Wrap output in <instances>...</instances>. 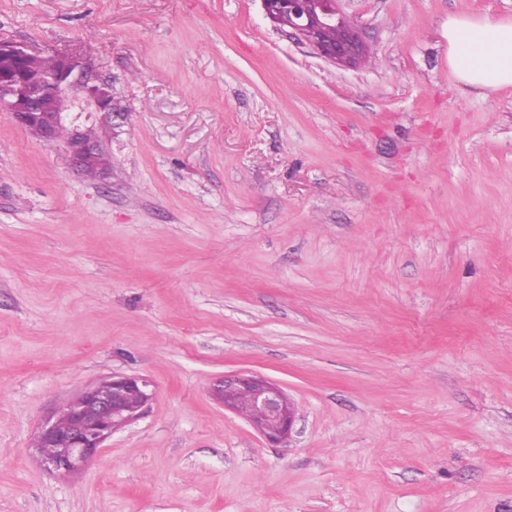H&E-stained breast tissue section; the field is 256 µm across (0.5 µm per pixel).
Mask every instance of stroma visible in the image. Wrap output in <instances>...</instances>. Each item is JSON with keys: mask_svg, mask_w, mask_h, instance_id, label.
Instances as JSON below:
<instances>
[{"mask_svg": "<svg viewBox=\"0 0 512 512\" xmlns=\"http://www.w3.org/2000/svg\"><path fill=\"white\" fill-rule=\"evenodd\" d=\"M341 66L261 0H0V41L90 51L111 167L0 107V512H512V87L448 72V19L340 0ZM295 403L273 444L213 395ZM154 398L80 472L35 447L85 387ZM66 144L68 162L72 168L81 174L84 173L86 168L96 163L100 151L99 144L87 139L83 131L77 128L70 130ZM109 163V159L102 151L97 163L85 172V176L93 179L97 178L100 170L108 169ZM242 390L249 391L260 412L247 417L254 427L273 444L286 439L295 421L294 403L277 385L247 373L224 377L214 389L216 398L225 408L235 410V395Z\"/></svg>", "mask_w": 512, "mask_h": 512, "instance_id": "stroma-1", "label": "stroma"}]
</instances>
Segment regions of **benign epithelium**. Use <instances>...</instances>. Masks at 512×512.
<instances>
[{"mask_svg":"<svg viewBox=\"0 0 512 512\" xmlns=\"http://www.w3.org/2000/svg\"><path fill=\"white\" fill-rule=\"evenodd\" d=\"M339 0H262L267 17L279 29L309 45L316 54L334 64L355 65L365 57L366 48L356 26L338 8ZM337 30L334 40L325 38L327 30ZM29 51L25 46L0 41V106L9 110L15 122L25 129L36 128L39 138L56 141L63 126L62 114L69 94L78 92L97 109H112V91L81 54L56 53L58 71L32 78L20 72ZM67 158L70 166L82 173L96 163L99 144L78 129L70 130ZM249 391L259 409L248 420L271 443L286 439L295 421L294 403L277 385L247 373L219 381L214 389L224 407L234 408L235 395ZM154 396L152 384L143 377L114 375L84 388L77 400L79 409L73 427L63 429L56 420L40 427L37 451L46 468L59 474H74L83 469L103 443L117 429L137 419ZM53 452L48 453L46 449Z\"/></svg>","mask_w":512,"mask_h":512,"instance_id":"7a95c632","label":"benign epithelium"}]
</instances>
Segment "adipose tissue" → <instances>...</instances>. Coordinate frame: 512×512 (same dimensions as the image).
<instances>
[{"label":"adipose tissue","instance_id":"obj_1","mask_svg":"<svg viewBox=\"0 0 512 512\" xmlns=\"http://www.w3.org/2000/svg\"><path fill=\"white\" fill-rule=\"evenodd\" d=\"M447 38L455 80L493 91L512 87V17L452 16Z\"/></svg>","mask_w":512,"mask_h":512}]
</instances>
